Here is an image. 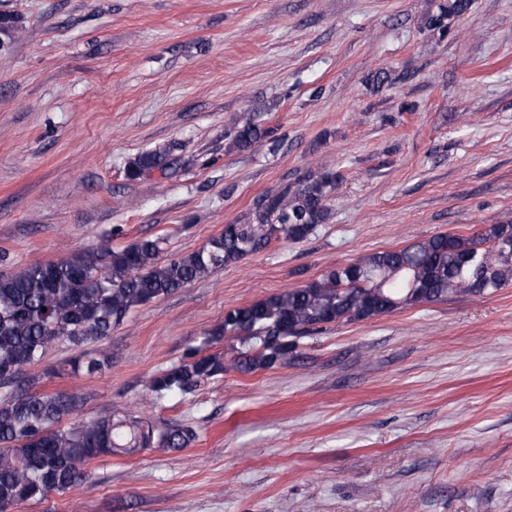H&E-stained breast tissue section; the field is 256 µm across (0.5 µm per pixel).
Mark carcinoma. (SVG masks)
<instances>
[{"instance_id": "cac0c4a2", "label": "carcinoma", "mask_w": 512, "mask_h": 512, "mask_svg": "<svg viewBox=\"0 0 512 512\" xmlns=\"http://www.w3.org/2000/svg\"><path fill=\"white\" fill-rule=\"evenodd\" d=\"M470 0H445L424 27L445 36L450 20L466 14ZM263 140L276 151L282 137L252 114L236 125L233 146L243 151ZM167 154L138 155L126 175L137 179L165 171ZM336 173L309 171L261 195L246 224H226L202 248L161 259L164 239L147 237L122 248L104 240L58 262L20 267L0 275V512L63 492L85 478L84 465L100 456L143 448L177 450L194 439L191 429L155 425L131 413L98 417L77 427L60 426L80 405L76 393H43L26 368L40 363L59 343L75 355L47 376H95L112 367V353L93 345L110 336L135 309L210 276L265 248L277 232L308 237L329 216ZM512 286V224H491L471 236L436 234L401 249L379 252L339 266L298 288L229 309L224 322L189 347L179 364L156 374L158 396L185 395L224 375L221 353L203 346L236 341L232 368L251 373L294 358L300 340L325 326L374 318L397 309L483 295Z\"/></svg>"}]
</instances>
